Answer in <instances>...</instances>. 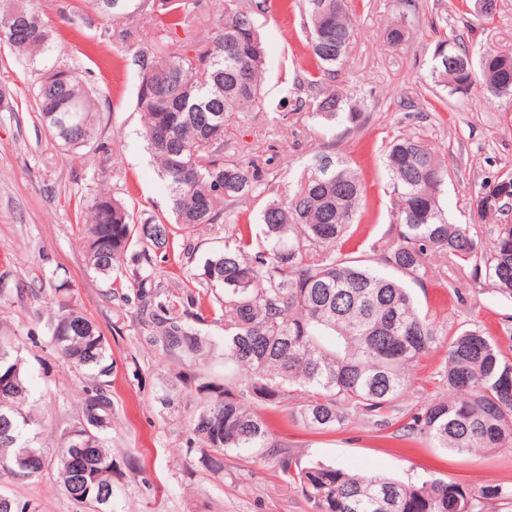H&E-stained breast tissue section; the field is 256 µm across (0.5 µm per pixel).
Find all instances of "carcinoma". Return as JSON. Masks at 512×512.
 <instances>
[{
	"label": "carcinoma",
	"instance_id": "cac0c4a2",
	"mask_svg": "<svg viewBox=\"0 0 512 512\" xmlns=\"http://www.w3.org/2000/svg\"><path fill=\"white\" fill-rule=\"evenodd\" d=\"M109 20L138 13L148 24L144 40L161 32L191 31L199 20L197 0H90ZM274 0H251L242 10L230 3L209 36L183 51L137 49L136 106L144 138L163 178L169 208L186 225L224 223V202L245 203L265 192L263 168L253 161L224 159V130L232 112L260 106L266 51L253 19ZM314 66L304 71L306 97L298 105L330 127H358L367 119L336 85L354 37L346 0H301ZM0 39L34 61L53 43L51 26L33 0H0ZM434 75L449 93L473 78L483 93L498 97L486 81L512 85V65L501 66L495 50L471 51L456 35L435 46ZM68 74L42 77L35 98L43 126L68 148L96 134L93 93L67 65ZM331 142L317 151L297 180L296 190L267 201L260 212L263 237L251 225L229 224L232 243L204 265L208 284L224 288L203 304L200 293L179 301L156 282L157 259L173 242L172 229L150 217L136 222L126 204L99 192L89 207L86 258L103 277L121 279L120 259L140 248L132 272L133 294L144 306L142 324L158 329L165 349L190 361L224 352V389L207 399L191 424V440L210 467L222 468L227 449H266L283 479L301 492L311 512H502L512 506V486L473 488L440 478L402 482L383 473L348 471L319 459L303 462L271 441L254 401L277 407L302 396L296 418L320 431L336 430L356 415L374 427L392 429L404 441L430 440L458 454L512 445V357L498 339L479 328L455 332L438 374L450 395L406 408L410 371L439 340L438 328L420 312L405 278L421 282L441 257L466 268L471 280L512 299V168L484 180L472 199L480 217L498 222L478 231L445 217L440 196L451 179L448 165L423 138L398 134L385 141L382 160L395 197V229L371 246L370 263L339 246L354 234L365 187L360 173ZM489 196L497 206H484ZM224 323V345L200 337L193 323ZM63 361L87 373L82 417L93 439L75 455L67 436L51 456L23 440L35 422L21 360L0 336V467L21 478L56 471L64 494L87 509L93 495L112 500V451L105 432L112 422V352L98 325L60 302L47 322ZM35 454L31 471L14 467L17 457ZM0 512H37L33 502L0 499Z\"/></svg>",
	"mask_w": 512,
	"mask_h": 512
}]
</instances>
